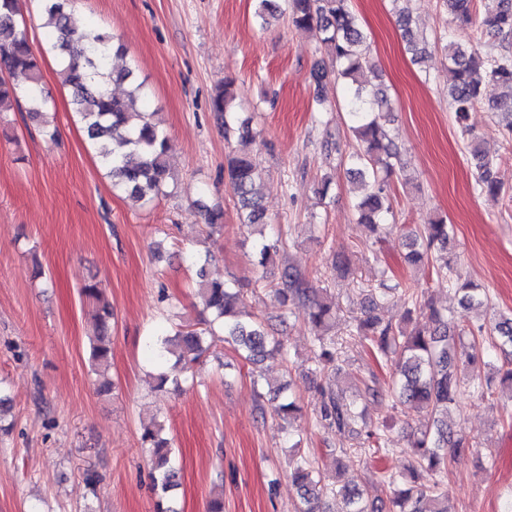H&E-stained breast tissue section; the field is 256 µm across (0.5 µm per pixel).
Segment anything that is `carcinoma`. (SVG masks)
<instances>
[{
  "instance_id": "1",
  "label": "carcinoma",
  "mask_w": 512,
  "mask_h": 512,
  "mask_svg": "<svg viewBox=\"0 0 512 512\" xmlns=\"http://www.w3.org/2000/svg\"><path fill=\"white\" fill-rule=\"evenodd\" d=\"M43 27L50 33V50L60 58L58 76L72 91V104L83 125L87 139L111 178L112 187L144 204L154 201L178 188L179 178L169 162L171 143L163 128L149 114L139 109L142 85L134 70L121 64L125 56L123 45L114 42L104 30L80 22L74 12L73 0H40ZM286 8L273 0H257L255 17L265 26L289 12L292 23L300 28L313 29L320 44L338 64L336 78L345 82L348 92L350 131L357 147L344 161L347 172L371 180L372 191L359 198L354 208L358 223L372 230L384 224L389 212L388 185L385 176L393 172L392 160L400 152L385 129L391 103L382 85L366 88L363 77L369 69L366 36L359 20L348 6V0H284ZM448 13L459 25L472 22L474 0H444ZM405 48L416 62L426 57V49L412 28L408 11L399 13ZM480 25L490 37L504 40L512 36V0H488ZM448 57V100L455 122L468 135V151L475 171V186L481 193L499 195L505 186V175L498 158L490 155L468 125L469 114L483 101L492 108L512 113V55L482 54L459 41L446 45ZM10 76L23 78V85L0 78V114L14 110L19 98L26 99L28 112L41 122L43 137L51 142L58 138V129L48 119V102L42 93L41 66L33 51L19 0H0V70ZM130 86L125 94L112 93L111 82ZM235 99L230 84L218 89L211 99V109L224 117V130L237 129L242 151L231 161L227 178L239 202L241 223L258 232V263L266 265L279 252L280 239L264 235L268 224L266 211L255 193L259 179L258 165L248 149L255 141L250 119L237 117L231 110ZM453 227L438 217L422 228L408 231L406 258L422 263L434 251L448 252L453 240ZM208 259L194 256L196 292L211 318L202 320L204 327L180 325L171 332L151 338L148 347L150 362L160 368L167 360L188 370L192 363L208 350L206 338L222 330L224 342L231 345L245 362L255 363L265 357L284 355L279 340L270 338L264 324L240 310L244 296L243 285L236 281H217L208 278ZM455 294L461 307H481L486 296L473 284L456 278ZM282 305L308 302L304 315L315 329L322 328L332 312V304L314 294L309 281L301 274L286 271L282 286L271 289ZM423 320L406 311L402 322L385 324L371 314L357 325L360 344L379 358L392 354L401 356L398 379L394 382L396 398L409 409L426 412L427 421L413 433L410 443L411 471L425 469L435 479L429 485L413 484L401 487L397 478L388 479L392 512H448L443 494V478L448 460L460 456L468 444L454 436L448 426V411L455 403L460 388L458 364L451 350L449 337L472 336L470 348L476 347L474 331L448 318V310L426 304ZM112 309L103 306L97 315L90 356L98 375V391L112 388L107 375L110 367ZM490 346L502 351L512 347V318H502L494 327ZM319 352L316 371L324 373L337 369L338 357L334 343L317 337ZM317 392V422L324 428L347 431L356 437L380 439L379 429L359 425V413L354 403L333 390L320 385ZM277 415L290 424L301 412L293 397L281 402ZM163 425L152 417L143 423L142 445L148 448L153 486L165 496L176 485V471L168 439L161 436ZM299 492L298 512H323L320 503L327 494L341 496V512H367L357 485L337 490L322 483L305 457L296 460L291 472Z\"/></svg>"
}]
</instances>
